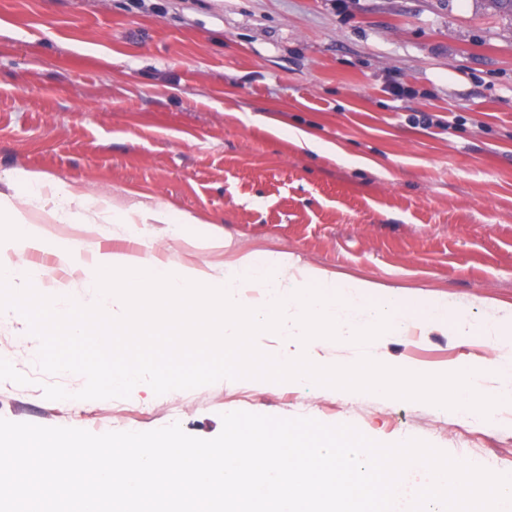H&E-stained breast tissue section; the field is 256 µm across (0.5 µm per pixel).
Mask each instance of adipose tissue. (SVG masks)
<instances>
[{"label":"adipose tissue","instance_id":"obj_1","mask_svg":"<svg viewBox=\"0 0 512 512\" xmlns=\"http://www.w3.org/2000/svg\"><path fill=\"white\" fill-rule=\"evenodd\" d=\"M14 182L28 187L32 195L48 197L53 203L49 217L53 222L73 224L84 220L86 197L77 188L56 181L50 176L24 170L14 171L11 175ZM102 211L105 220L110 224H173L172 235L182 241L202 240L203 244L221 248L225 242L222 235L212 233L200 236V219L189 213H174L168 207L152 208L143 204L122 208L117 205L104 204Z\"/></svg>","mask_w":512,"mask_h":512}]
</instances>
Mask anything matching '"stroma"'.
<instances>
[{
    "mask_svg": "<svg viewBox=\"0 0 512 512\" xmlns=\"http://www.w3.org/2000/svg\"><path fill=\"white\" fill-rule=\"evenodd\" d=\"M402 87L395 96L393 87ZM312 146H297L302 135ZM15 169L79 187L88 199L164 204L212 222L213 250L166 224H55L44 201L2 180ZM0 193L55 241L217 272L229 255L286 253L319 268L447 297L475 325L512 315V15L491 0H0ZM42 288L81 293L82 272L48 252ZM0 322V418L94 434L180 424L215 438L245 411L350 424L392 444L419 439L493 473H512V406L496 425L420 401L354 398L308 381L222 379L155 394L50 400L83 376L37 365L39 341ZM322 364L361 355L452 371L490 364L489 341L431 328L364 347L292 342Z\"/></svg>",
    "mask_w": 512,
    "mask_h": 512,
    "instance_id": "1",
    "label": "stroma"
}]
</instances>
